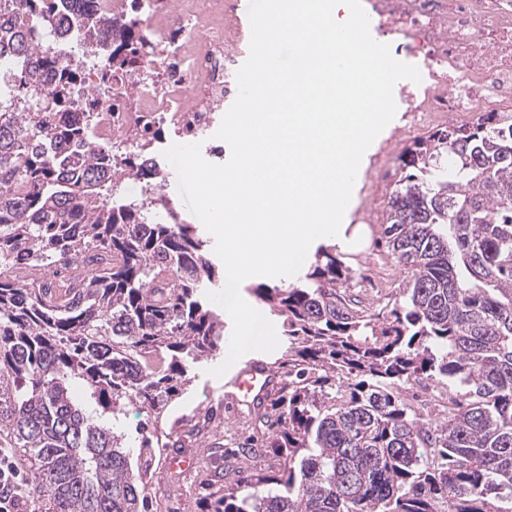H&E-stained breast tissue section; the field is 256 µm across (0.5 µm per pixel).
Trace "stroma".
I'll return each mask as SVG.
<instances>
[{
    "instance_id": "stroma-1",
    "label": "stroma",
    "mask_w": 512,
    "mask_h": 512,
    "mask_svg": "<svg viewBox=\"0 0 512 512\" xmlns=\"http://www.w3.org/2000/svg\"><path fill=\"white\" fill-rule=\"evenodd\" d=\"M419 132L412 126L406 113H396L368 149L367 160L355 182L351 201L346 209L344 223L365 224L366 236L361 249L338 250L337 255L354 274L369 273L375 285L358 289L357 294L369 312L378 313L399 296L398 286L405 278L403 267L380 245L381 222L386 217L387 201L375 196L374 184L380 169L398 167L399 155L405 145L413 143ZM216 361L201 363L187 393L171 405L170 416L163 424L169 447L179 448L195 455L197 466L189 479L174 480L161 464H154L147 482L153 512H201L206 499L222 496L223 483L213 481L210 454L214 447L239 438L247 430V416L228 413L222 427L192 434L183 432L180 421L201 403L218 398L224 392L223 378L213 376Z\"/></svg>"
}]
</instances>
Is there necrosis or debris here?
<instances>
[{
  "mask_svg": "<svg viewBox=\"0 0 512 512\" xmlns=\"http://www.w3.org/2000/svg\"><path fill=\"white\" fill-rule=\"evenodd\" d=\"M239 0H96L134 32V44L113 41L108 73L84 67L74 109L93 110L97 143L138 153L151 142L160 174L170 138L200 142L216 126L218 105L233 96L225 76L244 38L231 25ZM367 10L396 54L421 60L416 89L401 87L403 111L438 129L494 117L512 126V0H367ZM134 56L126 65V56Z\"/></svg>",
  "mask_w": 512,
  "mask_h": 512,
  "instance_id": "4bbe7bcc",
  "label": "necrosis or debris"
}]
</instances>
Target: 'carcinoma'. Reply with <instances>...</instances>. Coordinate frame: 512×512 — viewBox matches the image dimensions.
<instances>
[{
    "instance_id": "obj_1",
    "label": "carcinoma",
    "mask_w": 512,
    "mask_h": 512,
    "mask_svg": "<svg viewBox=\"0 0 512 512\" xmlns=\"http://www.w3.org/2000/svg\"><path fill=\"white\" fill-rule=\"evenodd\" d=\"M74 2L0 0V423L52 512H150L144 464L162 432L144 422L128 445L114 425L130 406L161 421L224 352L204 292L220 276L196 227L117 195L146 175L143 156L114 171L112 145L86 152L81 67L41 46L66 25L110 64L112 28L132 31ZM401 164L382 236L410 277L388 314L347 294L334 246L302 286L252 289L283 319L288 370L224 458L277 467H238L203 512H512V128L438 130ZM24 251L36 274L20 280ZM424 379L461 388L441 419L399 397Z\"/></svg>"
}]
</instances>
